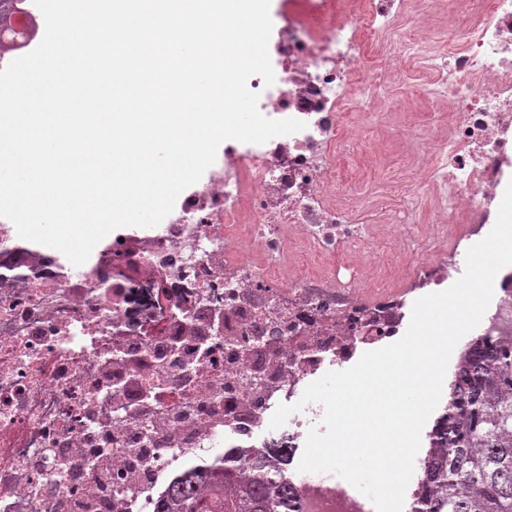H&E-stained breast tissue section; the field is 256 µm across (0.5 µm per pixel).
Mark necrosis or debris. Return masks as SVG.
Returning <instances> with one entry per match:
<instances>
[{
  "label": "necrosis or debris",
  "mask_w": 512,
  "mask_h": 512,
  "mask_svg": "<svg viewBox=\"0 0 512 512\" xmlns=\"http://www.w3.org/2000/svg\"><path fill=\"white\" fill-rule=\"evenodd\" d=\"M260 113L305 129L228 140L165 222L81 266L0 224V512H154L192 468L265 453L278 405L406 331V310L449 286L487 236L512 163V0H348L326 26L288 25ZM415 77L443 121L406 132L425 194L364 205L336 179L354 118ZM428 202L432 223L410 232ZM419 259L378 284L380 240ZM136 271L119 277L117 256ZM274 335L262 354L254 339ZM477 337H512V269ZM288 419L297 512H375L330 473L297 470L321 404Z\"/></svg>",
  "instance_id": "1"
}]
</instances>
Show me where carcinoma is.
I'll return each instance as SVG.
<instances>
[{"label": "carcinoma", "mask_w": 512, "mask_h": 512, "mask_svg": "<svg viewBox=\"0 0 512 512\" xmlns=\"http://www.w3.org/2000/svg\"><path fill=\"white\" fill-rule=\"evenodd\" d=\"M428 440L410 512H512L511 346L465 345ZM293 498L264 457L185 472L156 512H292Z\"/></svg>", "instance_id": "carcinoma-1"}]
</instances>
